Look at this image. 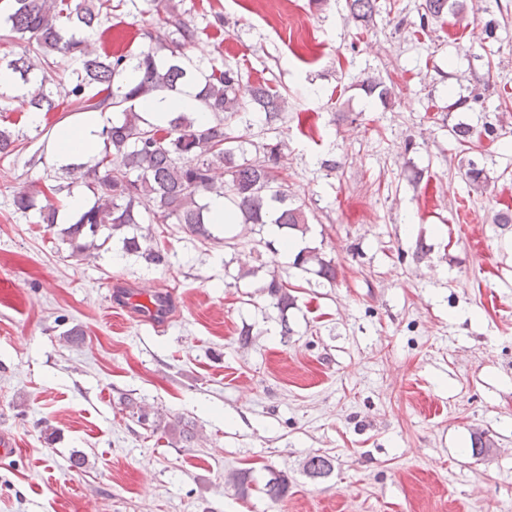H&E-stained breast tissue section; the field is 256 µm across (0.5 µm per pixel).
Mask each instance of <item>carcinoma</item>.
Segmentation results:
<instances>
[{"mask_svg":"<svg viewBox=\"0 0 512 512\" xmlns=\"http://www.w3.org/2000/svg\"><path fill=\"white\" fill-rule=\"evenodd\" d=\"M9 9L0 14V44L17 46V56L0 64L10 72L16 86L27 93L21 100L30 112L48 113L61 106L81 112L117 113L103 126L100 159L92 167L70 165L73 179L92 188L94 201L62 230L71 256L86 257L102 229L120 231L137 224H166L172 220L188 231L213 238L207 227L208 200L222 196L245 224H274L287 236L309 231L305 210L288 202V191L279 182L274 161L277 146L263 153L247 154L239 137L230 132L231 123L251 110L271 119L281 112L283 98L265 84L251 90L250 100L238 96L241 74L232 68L207 67L192 58L198 38L177 5L168 0H145L154 13L143 29L144 38L157 42L163 56L152 48L137 54L91 53L88 42L99 30L101 15L111 0H8ZM356 19L368 23L376 12V0H351ZM447 10L464 18L465 0H425L420 26L440 18ZM68 55L76 62L71 75L52 76L50 58ZM209 121L202 125L194 115L181 112L169 118H149L138 104L157 93L180 94L189 85ZM62 89L63 98L53 89ZM19 147L12 131L0 128V159L14 155ZM224 166L230 179L217 185L213 167ZM59 185L26 188L12 195L14 211L38 215V223L51 230L58 224L61 204ZM122 250L147 264L165 261L164 251L151 239L133 235L122 239ZM294 265L317 267L318 277L336 279V266L318 250L303 247ZM264 288L273 305L285 310L294 304L287 283L273 273ZM306 472L320 477L330 471V461L314 455ZM288 480L281 472H269L261 492L272 503L284 498Z\"/></svg>","mask_w":512,"mask_h":512,"instance_id":"1","label":"carcinoma"}]
</instances>
